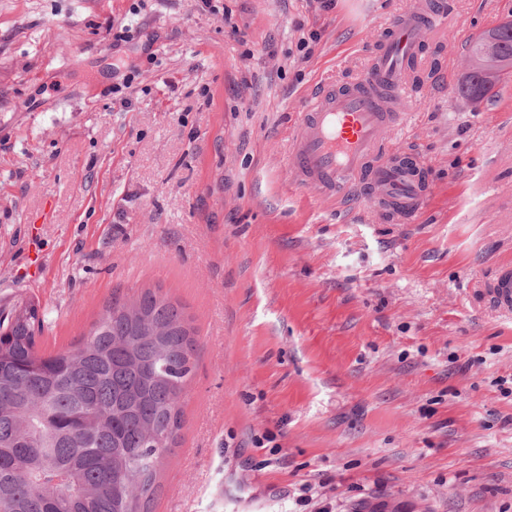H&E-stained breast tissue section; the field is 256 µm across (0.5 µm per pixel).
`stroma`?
I'll return each mask as SVG.
<instances>
[{
    "instance_id": "1",
    "label": "stroma",
    "mask_w": 512,
    "mask_h": 512,
    "mask_svg": "<svg viewBox=\"0 0 512 512\" xmlns=\"http://www.w3.org/2000/svg\"><path fill=\"white\" fill-rule=\"evenodd\" d=\"M444 2L392 103L433 181L405 221L289 153L409 0H0V308L55 354L150 289L201 345L149 512H512V77L458 91L512 0ZM484 298L489 306L505 313L512 314V268L510 265L500 267L485 289Z\"/></svg>"
}]
</instances>
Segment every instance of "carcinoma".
Returning a JSON list of instances; mask_svg holds the SVG:
<instances>
[{"instance_id":"obj_1","label":"carcinoma","mask_w":512,"mask_h":512,"mask_svg":"<svg viewBox=\"0 0 512 512\" xmlns=\"http://www.w3.org/2000/svg\"><path fill=\"white\" fill-rule=\"evenodd\" d=\"M487 33L496 76L465 73L472 101L512 73V26ZM43 327L32 301L0 309V512H148L181 427L194 328L150 290L106 307L73 350L43 353Z\"/></svg>"}]
</instances>
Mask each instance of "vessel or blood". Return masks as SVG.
I'll use <instances>...</instances> for the list:
<instances>
[{
	"mask_svg": "<svg viewBox=\"0 0 512 512\" xmlns=\"http://www.w3.org/2000/svg\"><path fill=\"white\" fill-rule=\"evenodd\" d=\"M443 12L433 0H410L377 44L363 77L346 87L314 92L296 123L290 163L296 185L323 197L359 194L384 212L416 215L432 193L427 161L416 151L390 146L386 135L402 121L389 102L401 96L419 61L422 36ZM489 306L512 314V267L490 280Z\"/></svg>",
	"mask_w": 512,
	"mask_h": 512,
	"instance_id": "vessel-or-blood-1",
	"label": "vessel or blood"
}]
</instances>
